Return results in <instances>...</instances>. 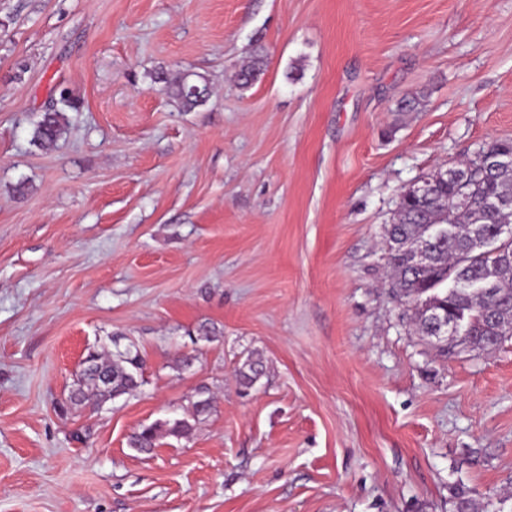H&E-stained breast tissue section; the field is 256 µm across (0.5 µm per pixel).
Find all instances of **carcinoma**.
<instances>
[{"label": "carcinoma", "instance_id": "cac0c4a2", "mask_svg": "<svg viewBox=\"0 0 512 512\" xmlns=\"http://www.w3.org/2000/svg\"><path fill=\"white\" fill-rule=\"evenodd\" d=\"M263 60L253 57L250 66L241 70L239 81L246 87L262 71ZM155 81L172 89L177 104L184 112L202 106L196 89L210 88L209 83L192 72H183L170 78L164 72ZM64 115L60 110L46 112L34 131V142L42 149L54 147L64 131ZM512 157V140H494L480 147L473 156L456 166L464 177L460 183L453 178L439 182L432 195L424 200H413L401 195L392 222L387 229L390 246L387 264L393 290L413 305L411 320L416 332L434 337V323L443 312L458 313L465 318L464 327L456 335L438 340L441 352L450 354L458 348L491 350L508 335H512V244L505 246L498 257L484 256L483 249L471 252L469 265H459V252L484 237L500 224H512V206L497 208V198L512 200V162L496 170L485 167L489 157ZM431 224H452L456 234L452 243L436 246L434 260L423 268L411 265L407 247L426 236ZM477 278L484 281L489 293L468 288L448 287V277ZM91 364L80 372L70 394V403L80 406L89 396L103 404L136 390L142 357L136 350L125 349L116 353H90ZM261 357L248 358L237 370L239 383L253 386L262 375ZM213 410L210 389L201 385L191 404L192 419L174 418L142 425L129 439V446L139 452L151 451L163 437L188 436L193 425L208 417Z\"/></svg>", "mask_w": 512, "mask_h": 512}]
</instances>
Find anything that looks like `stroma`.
Listing matches in <instances>:
<instances>
[{"label":"stroma","mask_w":512,"mask_h":512,"mask_svg":"<svg viewBox=\"0 0 512 512\" xmlns=\"http://www.w3.org/2000/svg\"><path fill=\"white\" fill-rule=\"evenodd\" d=\"M499 139L512 0H0V512H512V336L440 355L383 258L401 193ZM131 344L142 385L66 409ZM155 81L164 83L172 89L174 99L184 112H191L195 108L204 105L211 94L209 90V96L206 99L199 98L195 91L196 88L203 91L208 88L211 89V87L205 79L192 72H183L173 78H169L165 72H159L155 76ZM62 112L56 109L52 112H45L43 118L37 124L34 131V142L40 148L45 150L53 148L61 137L65 128ZM193 425L187 418L158 420L142 425L129 439V446L139 452H150L163 437H187Z\"/></svg>","instance_id":"35a3bbf8"}]
</instances>
